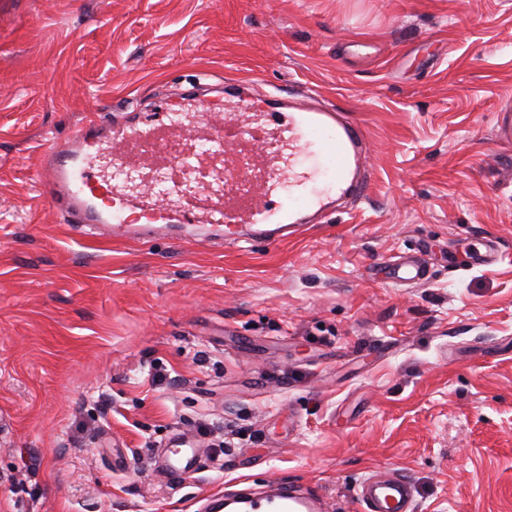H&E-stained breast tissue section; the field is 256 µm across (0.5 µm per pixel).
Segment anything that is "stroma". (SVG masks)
Returning <instances> with one entry per match:
<instances>
[{
	"label": "stroma",
	"mask_w": 512,
	"mask_h": 512,
	"mask_svg": "<svg viewBox=\"0 0 512 512\" xmlns=\"http://www.w3.org/2000/svg\"><path fill=\"white\" fill-rule=\"evenodd\" d=\"M200 77L359 121L367 194L281 245L87 237L45 205L43 142ZM506 105L512 0H0V512L281 480L344 512L384 465L415 512H512ZM416 255L427 281L385 279ZM179 431L199 469L171 485Z\"/></svg>",
	"instance_id": "1"
}]
</instances>
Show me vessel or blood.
Returning a JSON list of instances; mask_svg holds the SVG:
<instances>
[{
  "label": "vessel or blood",
  "instance_id": "b4317fda",
  "mask_svg": "<svg viewBox=\"0 0 512 512\" xmlns=\"http://www.w3.org/2000/svg\"><path fill=\"white\" fill-rule=\"evenodd\" d=\"M236 86L225 105L229 121L207 126L205 140L225 150L224 190L198 187L166 202L140 187L115 183L102 169L116 150H126L142 136L184 128L181 114L171 111L128 114L117 123L89 121L70 136L48 139L41 149L37 171L48 204L64 211L73 223L97 229L108 224L118 237L153 240L183 239L190 225H200L211 240H286L314 216L330 212L346 196L367 189L363 175L367 159L364 127L343 113L302 101L279 107L246 98ZM264 133L274 151L255 149ZM384 273L402 284L422 282L427 269L419 258L389 261ZM198 469V452L183 438L165 460V479L180 484ZM356 499L364 512H412V483L393 467H382L361 483ZM231 512H332L319 496L284 482L264 493H228Z\"/></svg>",
  "mask_w": 512,
  "mask_h": 512
}]
</instances>
